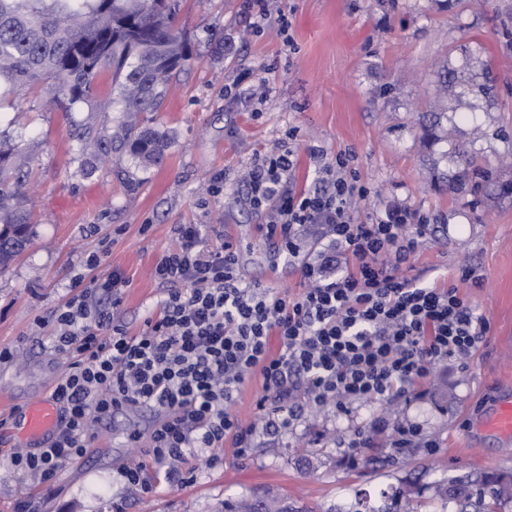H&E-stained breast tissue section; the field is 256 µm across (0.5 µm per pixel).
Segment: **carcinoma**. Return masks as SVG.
<instances>
[{"label":"carcinoma","mask_w":512,"mask_h":512,"mask_svg":"<svg viewBox=\"0 0 512 512\" xmlns=\"http://www.w3.org/2000/svg\"><path fill=\"white\" fill-rule=\"evenodd\" d=\"M175 0H0V96L49 84L52 102L69 112L87 103L98 83L108 87L117 131L103 138L77 127L82 171L89 175L114 153L128 152L144 165L164 157L167 133L133 117L160 112L170 83L194 62L187 38L174 25ZM17 145L0 135V266L19 256L29 240L27 213L11 201L25 192L28 172L17 166ZM461 164L479 182L493 170L467 152ZM455 512H500L512 501V476L451 478L437 486ZM244 512H288L274 497L254 499Z\"/></svg>","instance_id":"carcinoma-1"}]
</instances>
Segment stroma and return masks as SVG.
I'll return each instance as SVG.
<instances>
[{
    "mask_svg": "<svg viewBox=\"0 0 512 512\" xmlns=\"http://www.w3.org/2000/svg\"><path fill=\"white\" fill-rule=\"evenodd\" d=\"M291 14L296 54L283 51L277 15ZM174 24L196 62L174 79L157 122L168 134L163 161L145 167L115 154L91 175L80 171L75 126L108 135L118 121L106 91L91 105L43 108L50 86L35 95L0 97V133L25 149L30 181L23 206L32 225L26 250L0 268V450L28 447L12 409L51 393L68 359L50 350L53 313L93 280L118 271L126 283L118 308L130 333L163 297L151 272L174 246L176 224L223 227L238 247L246 283L296 295L301 261L276 250L262 218L246 203L239 177L259 154L297 129V188L316 177L310 149L349 150L368 188L358 218L403 205L428 220L427 244L414 255L425 282L457 283L461 296L491 323L466 365L437 367L424 394L394 403H359L350 415L305 408L289 427L261 433L250 454L220 448L212 465L203 449L189 461L187 483L158 478L151 492L131 491L120 467L141 455L154 417L122 408L98 428L88 461L63 465L52 488L0 464V512L30 499L34 512H224L225 502L266 493L295 512H348L357 502L392 507L411 491L410 512H452L436 486L484 472L512 474V445L474 441L480 417L512 395V0H272L257 20L246 0H177ZM447 69L448 83L435 73ZM440 104L445 139H423L419 121ZM465 150L495 166L486 190L474 193L457 161ZM225 175L212 194V179ZM95 266H87L88 255ZM475 268L481 286L458 272ZM418 425L431 447H393L399 427ZM371 431L360 453L347 446Z\"/></svg>",
    "mask_w": 512,
    "mask_h": 512,
    "instance_id": "obj_1",
    "label": "stroma"
}]
</instances>
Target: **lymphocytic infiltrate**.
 I'll return each instance as SVG.
<instances>
[{"label": "lymphocytic infiltrate", "mask_w": 512, "mask_h": 512, "mask_svg": "<svg viewBox=\"0 0 512 512\" xmlns=\"http://www.w3.org/2000/svg\"><path fill=\"white\" fill-rule=\"evenodd\" d=\"M310 156L318 178L302 190L294 185L296 153L286 145L256 156L244 177L250 205L282 254L298 256L302 234L316 235L320 248L302 264L298 296L244 284L232 237L207 224L175 225V247L152 269L164 297L139 334L106 304L125 284L121 273L58 307L52 345L72 357L53 390L61 427L45 447L0 458L48 485L65 462L86 455L94 418L123 406L151 409L160 419L149 446L122 470L128 486L148 489L157 468L182 480L178 466L195 449L229 439L238 456L248 454L256 427L229 408L253 373L264 390L258 409L290 421L306 405L347 414L358 402L409 398L436 367L473 356L488 318L456 285L423 286L408 274L426 220L401 205L356 220L353 202L368 189L353 155L329 161L314 149ZM340 256L347 267L337 272Z\"/></svg>", "instance_id": "f902f5d3"}]
</instances>
